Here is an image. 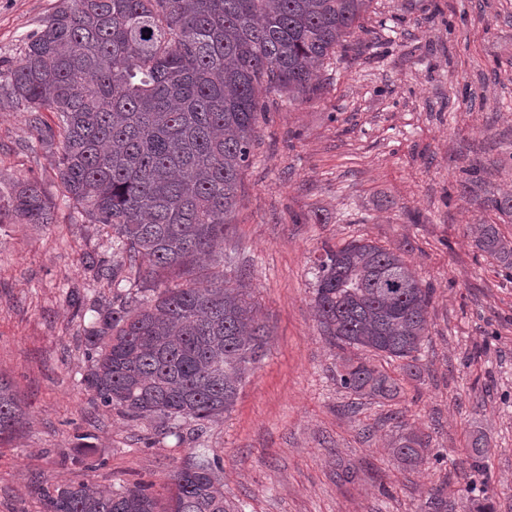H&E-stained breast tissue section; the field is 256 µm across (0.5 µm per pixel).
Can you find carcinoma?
<instances>
[{
    "label": "carcinoma",
    "instance_id": "1",
    "mask_svg": "<svg viewBox=\"0 0 512 512\" xmlns=\"http://www.w3.org/2000/svg\"><path fill=\"white\" fill-rule=\"evenodd\" d=\"M371 0H60L16 60H0V100L30 113L60 144L56 178L81 216L112 229L120 261L98 268L143 272V295L97 311L86 340V388L131 418L155 417L177 433L224 415L262 356L266 326L242 288L202 258L224 242L239 175L251 154L261 94L295 100L314 70L358 27ZM56 113L43 126L42 110ZM512 218V193L483 199ZM13 219L48 224L40 185L18 182ZM479 250L512 269V240L481 225ZM314 307L329 341L415 359L428 333L432 291L401 254L366 239L328 248L316 264ZM175 273L184 283L158 290ZM151 295H146V292ZM340 385L390 396L394 379L347 360ZM11 384L0 378V440L19 422ZM413 432L394 441L407 465L423 461ZM220 462L197 454L171 474L168 512H231ZM43 512H160L143 486L106 493L81 481L41 489Z\"/></svg>",
    "mask_w": 512,
    "mask_h": 512
}]
</instances>
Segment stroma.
Wrapping results in <instances>:
<instances>
[{"label": "stroma", "mask_w": 512, "mask_h": 512, "mask_svg": "<svg viewBox=\"0 0 512 512\" xmlns=\"http://www.w3.org/2000/svg\"><path fill=\"white\" fill-rule=\"evenodd\" d=\"M59 0H0V59L20 57ZM315 89L270 92L240 174L224 246L209 260L246 289L268 337L233 407L179 435L103 405L84 378L95 309L120 302L96 276L112 231L74 220L55 177L60 147L0 106V197L38 181L49 224H0V375L22 406L0 443V512H42L39 487L147 484L160 501L196 453L218 458L234 512H448L492 498L512 512V277L475 245L512 220L484 207L512 193V0H372ZM475 192L463 190L469 169ZM368 239L400 253L432 288L429 335L401 360L338 350L313 307L325 247ZM362 359L399 379L391 400L354 397L337 375ZM413 430L419 467L392 441ZM483 436L485 474L470 464Z\"/></svg>", "instance_id": "35a3bbf8"}]
</instances>
